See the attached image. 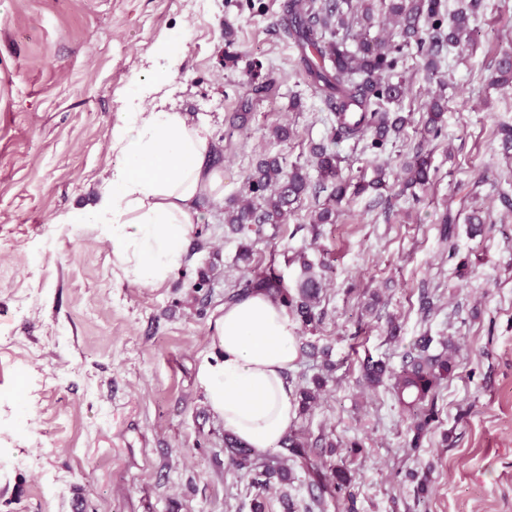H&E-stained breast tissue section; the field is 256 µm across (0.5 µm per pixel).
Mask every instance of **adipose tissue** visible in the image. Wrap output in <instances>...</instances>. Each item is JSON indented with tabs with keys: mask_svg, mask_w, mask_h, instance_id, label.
I'll return each mask as SVG.
<instances>
[{
	"mask_svg": "<svg viewBox=\"0 0 512 512\" xmlns=\"http://www.w3.org/2000/svg\"><path fill=\"white\" fill-rule=\"evenodd\" d=\"M183 50L180 33L163 37L146 74L132 77L111 133L119 161L95 203L77 211L78 223L101 227L123 275L145 285L163 284L182 267L201 202L224 199L206 119L162 94ZM296 330L286 307L262 290L224 305L212 326L200 386L225 433L252 452L278 447L295 417L288 372L298 357Z\"/></svg>",
	"mask_w": 512,
	"mask_h": 512,
	"instance_id": "obj_1",
	"label": "adipose tissue"
}]
</instances>
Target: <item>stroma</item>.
<instances>
[{"label":"stroma","instance_id":"1","mask_svg":"<svg viewBox=\"0 0 512 512\" xmlns=\"http://www.w3.org/2000/svg\"><path fill=\"white\" fill-rule=\"evenodd\" d=\"M288 0H0V512H253L224 426L198 369L210 327L256 267L283 255L329 263L316 328L298 327L294 388L326 375L292 423L317 463L343 466L351 499L314 507L300 460L264 494V512H512V84L490 85L512 49V0H485L474 45L446 54L441 81L418 55L396 72L411 121L384 149L333 144L344 175L387 187L347 194L313 234L325 194L307 196L262 235L231 232L223 203L204 202L185 265L159 286L124 278L100 230L72 221L117 161L112 126L155 44L182 30L167 84L222 140L225 200L239 198L259 156L315 173L313 144L335 120L283 33ZM448 103L430 143L433 183L402 191L434 96ZM247 126L229 131L242 98ZM300 107H292V99ZM288 124L292 137L269 130ZM479 210L482 232L465 218ZM456 219V257L442 239ZM249 245V261L238 260ZM453 339L456 368L436 388L435 418L415 432L385 387L365 389L366 359L399 370L419 337ZM334 365L324 372V362Z\"/></svg>","mask_w":512,"mask_h":512}]
</instances>
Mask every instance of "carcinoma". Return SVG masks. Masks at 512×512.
I'll return each instance as SVG.
<instances>
[{"label":"carcinoma","instance_id":"obj_1","mask_svg":"<svg viewBox=\"0 0 512 512\" xmlns=\"http://www.w3.org/2000/svg\"><path fill=\"white\" fill-rule=\"evenodd\" d=\"M389 15L400 26L401 41L392 44L356 34L357 47L347 48L351 25L342 10V0H288V23L284 32L301 51L302 61L311 83L325 94L330 110L336 113V125L331 127L330 142L371 136V148H383L390 137L398 135L409 123V116L392 109L404 95L405 80L393 79V73L405 52L411 47L424 60L426 72L439 73L441 54L445 47L463 48L473 36L471 21L483 8V0H464L461 7L448 17V30L442 29L440 0H389ZM430 23L437 30L431 40L423 36V26ZM494 81L512 83V51H503L495 66ZM446 100L434 98L426 112L422 140L412 157L403 166L402 186L408 190L425 188L431 182V165L425 145L438 139L444 128ZM318 181L311 184L303 167L287 166L279 156H265L256 162L246 178L240 198L224 208V223L235 233L253 226L259 233L266 224H284L313 187L330 190L327 202L314 214L312 224L336 222V205L345 198L349 187L360 194L369 188H386L383 175L367 182L356 183L344 178L337 155L329 147H312ZM322 276L313 271L307 261L301 262L297 288L290 291L283 275L273 266L244 280L240 289L229 296L237 301L255 289H262L281 302L298 317L305 327H315L320 321L317 312ZM432 339L423 337L405 353L397 372L369 360L363 366L366 385L377 388L391 382L399 402L415 420L416 434H421L434 418V390L441 380L455 369V346L446 343L440 351L430 349ZM282 448L302 460L311 486L318 490L314 501L321 505L324 498L343 494L350 485L347 473L334 465L315 464L306 452V444L294 434L282 441ZM225 449L231 466L250 478L257 490H269L274 481L288 480V467L278 456L258 464L250 450L231 436H225Z\"/></svg>","mask_w":512,"mask_h":512}]
</instances>
